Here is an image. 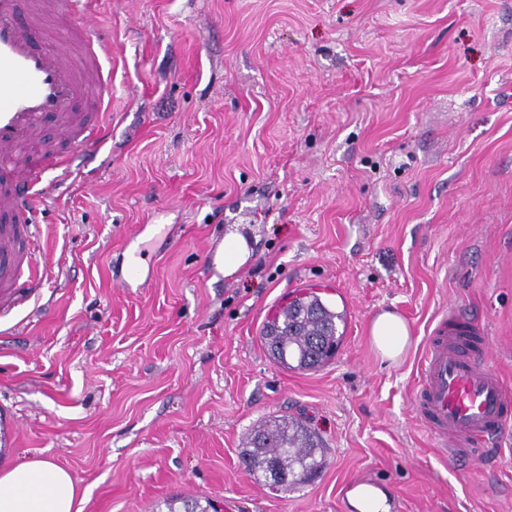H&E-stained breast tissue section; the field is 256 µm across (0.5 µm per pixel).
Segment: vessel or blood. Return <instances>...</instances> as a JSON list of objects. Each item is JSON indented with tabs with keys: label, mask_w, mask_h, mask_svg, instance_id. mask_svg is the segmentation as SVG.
I'll use <instances>...</instances> for the list:
<instances>
[{
	"label": "vessel or blood",
	"mask_w": 512,
	"mask_h": 512,
	"mask_svg": "<svg viewBox=\"0 0 512 512\" xmlns=\"http://www.w3.org/2000/svg\"><path fill=\"white\" fill-rule=\"evenodd\" d=\"M95 0H0V322L11 319L42 274L32 254L47 172L71 173V159L101 146L109 132L112 32ZM54 118L70 141L40 148ZM473 322L441 320L428 337L416 410L449 453L488 444L512 424V391L481 358L464 350Z\"/></svg>",
	"instance_id": "obj_1"
}]
</instances>
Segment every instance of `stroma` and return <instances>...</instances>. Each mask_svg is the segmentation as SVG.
Listing matches in <instances>:
<instances>
[{"mask_svg": "<svg viewBox=\"0 0 512 512\" xmlns=\"http://www.w3.org/2000/svg\"><path fill=\"white\" fill-rule=\"evenodd\" d=\"M112 136L46 180V273L0 326V472L65 468L82 512L165 498L346 512L369 476L402 512H512V428L444 454L412 394L443 316L512 390V0H98ZM238 233L229 275L212 254ZM303 288L347 312L323 368L277 367L263 322ZM411 326L395 362L370 324ZM302 421L326 465L276 492L239 451ZM248 252L243 240L228 237L224 240V272L235 270L245 262Z\"/></svg>", "mask_w": 512, "mask_h": 512, "instance_id": "obj_1", "label": "stroma"}]
</instances>
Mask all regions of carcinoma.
I'll use <instances>...</instances> for the list:
<instances>
[{
    "mask_svg": "<svg viewBox=\"0 0 512 512\" xmlns=\"http://www.w3.org/2000/svg\"><path fill=\"white\" fill-rule=\"evenodd\" d=\"M346 313L317 293L302 292L279 307L265 322L262 339L272 361L294 371H312L331 361L343 334L338 323ZM319 439L299 421L272 417L254 429L241 449L249 473L264 478L275 490L305 484L325 465ZM167 512H218L211 502L204 504L171 497Z\"/></svg>",
    "mask_w": 512,
    "mask_h": 512,
    "instance_id": "carcinoma-1",
    "label": "carcinoma"
}]
</instances>
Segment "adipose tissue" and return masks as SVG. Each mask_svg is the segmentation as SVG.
I'll use <instances>...</instances> for the list:
<instances>
[{
    "mask_svg": "<svg viewBox=\"0 0 512 512\" xmlns=\"http://www.w3.org/2000/svg\"><path fill=\"white\" fill-rule=\"evenodd\" d=\"M371 341L382 359L396 360L410 343L407 322L385 311L372 322ZM0 512H80L71 475L47 460H33L0 474Z\"/></svg>",
    "mask_w": 512,
    "mask_h": 512,
    "instance_id": "1",
    "label": "adipose tissue"
}]
</instances>
